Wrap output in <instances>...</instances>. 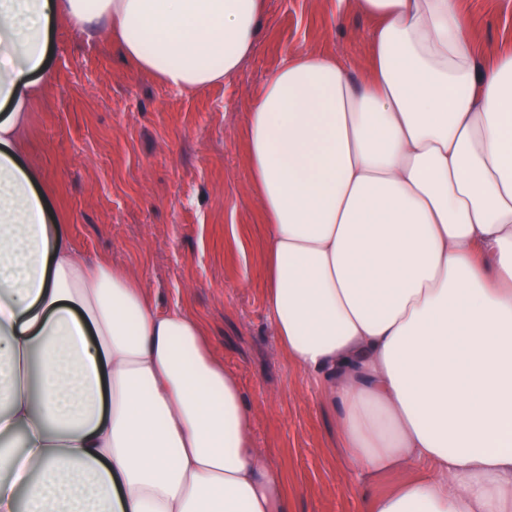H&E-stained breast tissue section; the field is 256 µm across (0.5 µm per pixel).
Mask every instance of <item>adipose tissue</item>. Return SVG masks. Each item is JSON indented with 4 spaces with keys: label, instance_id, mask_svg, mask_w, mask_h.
<instances>
[{
    "label": "adipose tissue",
    "instance_id": "adipose-tissue-1",
    "mask_svg": "<svg viewBox=\"0 0 512 512\" xmlns=\"http://www.w3.org/2000/svg\"><path fill=\"white\" fill-rule=\"evenodd\" d=\"M364 75L299 47L247 115L281 352L337 408L364 512H512V49L460 0H339ZM263 0H0V512H290L205 322L78 255L20 143L51 30L196 91L237 76Z\"/></svg>",
    "mask_w": 512,
    "mask_h": 512
}]
</instances>
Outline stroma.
Masks as SVG:
<instances>
[{
	"instance_id": "1",
	"label": "stroma",
	"mask_w": 512,
	"mask_h": 512,
	"mask_svg": "<svg viewBox=\"0 0 512 512\" xmlns=\"http://www.w3.org/2000/svg\"><path fill=\"white\" fill-rule=\"evenodd\" d=\"M484 52L512 45V0H460ZM370 22L336 0H265L239 75L195 92L132 70L106 36L52 33L53 84L29 114L25 163L82 255L141 279L158 310L189 304L252 408L256 447L293 488L295 512H362L357 480L336 459L335 409L282 357L262 292L264 226L241 134L269 74L297 46L360 75Z\"/></svg>"
}]
</instances>
